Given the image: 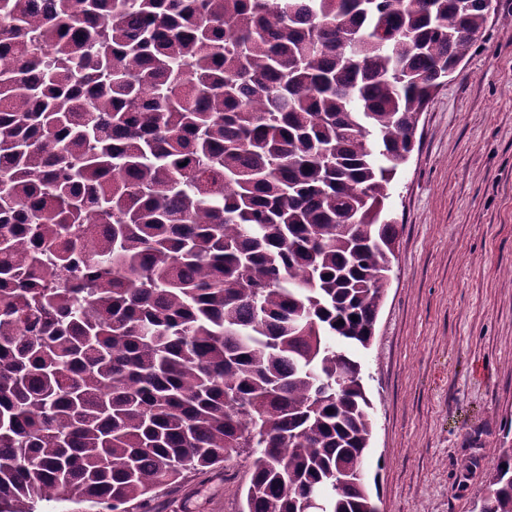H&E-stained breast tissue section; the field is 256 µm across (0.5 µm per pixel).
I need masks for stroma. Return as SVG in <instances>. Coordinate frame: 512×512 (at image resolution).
<instances>
[{
	"label": "stroma",
	"mask_w": 512,
	"mask_h": 512,
	"mask_svg": "<svg viewBox=\"0 0 512 512\" xmlns=\"http://www.w3.org/2000/svg\"><path fill=\"white\" fill-rule=\"evenodd\" d=\"M399 230L359 350L381 512H473L512 448V0L419 117L390 187ZM249 461L161 489L151 512H238Z\"/></svg>",
	"instance_id": "35a3bbf8"
}]
</instances>
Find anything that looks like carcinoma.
Masks as SVG:
<instances>
[{
	"label": "carcinoma",
	"instance_id": "1",
	"mask_svg": "<svg viewBox=\"0 0 512 512\" xmlns=\"http://www.w3.org/2000/svg\"><path fill=\"white\" fill-rule=\"evenodd\" d=\"M491 8L0 0V512H139L243 453L240 512H378L385 202Z\"/></svg>",
	"mask_w": 512,
	"mask_h": 512
}]
</instances>
